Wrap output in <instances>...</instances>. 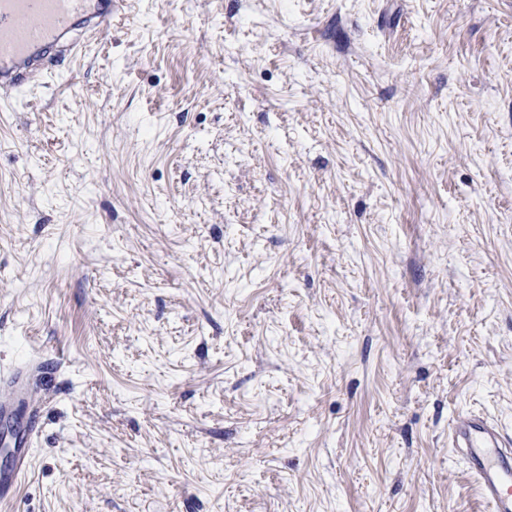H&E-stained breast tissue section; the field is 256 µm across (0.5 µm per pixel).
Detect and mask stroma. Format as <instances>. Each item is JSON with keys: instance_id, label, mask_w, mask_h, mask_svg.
Returning <instances> with one entry per match:
<instances>
[{"instance_id": "stroma-1", "label": "stroma", "mask_w": 512, "mask_h": 512, "mask_svg": "<svg viewBox=\"0 0 512 512\" xmlns=\"http://www.w3.org/2000/svg\"><path fill=\"white\" fill-rule=\"evenodd\" d=\"M0 512H486L512 436V0H121L0 89ZM28 378L29 370L26 368L1 366L0 381L4 392L0 395V416L10 414L19 405L28 407L34 418L39 417L44 404L37 401L31 392H26ZM451 448L464 460L490 512H512V439L495 423L473 413L449 425ZM14 465L7 473L0 475V497L13 495L22 485L30 469L29 448L25 447L26 440L19 443Z\"/></svg>"}]
</instances>
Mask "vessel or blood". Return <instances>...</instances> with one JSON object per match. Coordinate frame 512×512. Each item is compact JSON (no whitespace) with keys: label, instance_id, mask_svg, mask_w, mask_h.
Listing matches in <instances>:
<instances>
[{"label":"vessel or blood","instance_id":"b4317fda","mask_svg":"<svg viewBox=\"0 0 512 512\" xmlns=\"http://www.w3.org/2000/svg\"><path fill=\"white\" fill-rule=\"evenodd\" d=\"M113 0H0V88L23 91L50 71L57 56L82 49L70 32L83 27L96 35L112 24ZM29 371L0 369V416L15 407L40 415L43 404L26 392ZM488 512H512V439L486 417L461 413L448 432ZM30 469V454L19 447L10 471L0 475V497L13 495Z\"/></svg>","mask_w":512,"mask_h":512}]
</instances>
